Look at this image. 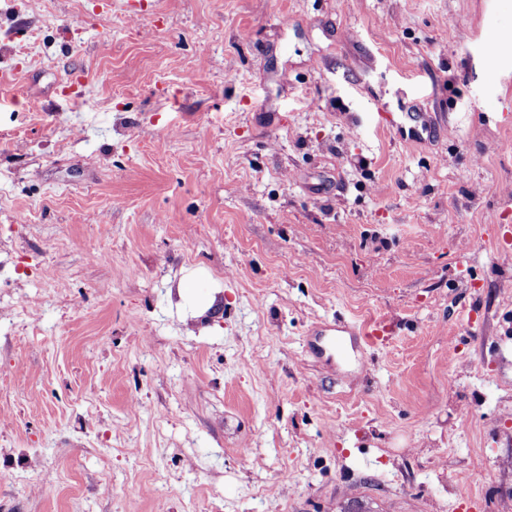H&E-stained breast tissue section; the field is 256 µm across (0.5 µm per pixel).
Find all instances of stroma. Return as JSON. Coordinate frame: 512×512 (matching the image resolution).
Masks as SVG:
<instances>
[{"label": "stroma", "mask_w": 512, "mask_h": 512, "mask_svg": "<svg viewBox=\"0 0 512 512\" xmlns=\"http://www.w3.org/2000/svg\"><path fill=\"white\" fill-rule=\"evenodd\" d=\"M510 30L0 0V512H501Z\"/></svg>", "instance_id": "35a3bbf8"}]
</instances>
